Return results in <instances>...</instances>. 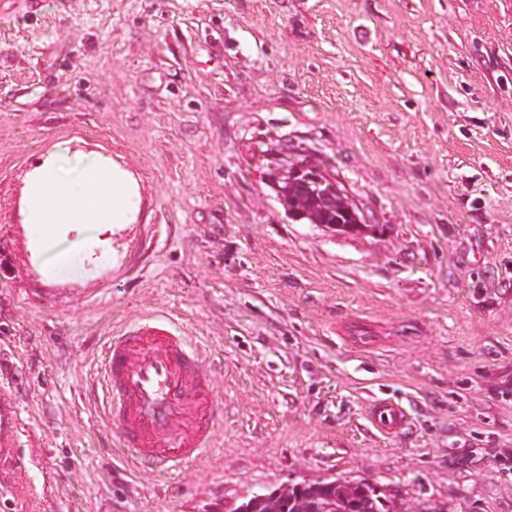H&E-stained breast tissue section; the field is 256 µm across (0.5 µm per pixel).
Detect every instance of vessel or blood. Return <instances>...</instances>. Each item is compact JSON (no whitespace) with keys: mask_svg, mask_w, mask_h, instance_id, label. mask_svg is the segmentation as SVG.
<instances>
[{"mask_svg":"<svg viewBox=\"0 0 512 512\" xmlns=\"http://www.w3.org/2000/svg\"><path fill=\"white\" fill-rule=\"evenodd\" d=\"M106 422L133 469L162 472L199 456L209 445L222 404L214 376L186 337L162 318H149L111 337L103 356ZM370 424L392 435L404 426L398 402L375 400ZM19 442L11 403L0 404V456L13 458Z\"/></svg>","mask_w":512,"mask_h":512,"instance_id":"obj_1","label":"vessel or blood"}]
</instances>
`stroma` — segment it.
I'll list each match as a JSON object with an SVG mask.
<instances>
[{
  "label": "stroma",
  "mask_w": 512,
  "mask_h": 512,
  "mask_svg": "<svg viewBox=\"0 0 512 512\" xmlns=\"http://www.w3.org/2000/svg\"><path fill=\"white\" fill-rule=\"evenodd\" d=\"M139 185L112 261L48 279L22 200L57 143ZM329 162L368 228L292 220ZM0 367L22 512H232L296 481L397 512H512V0H14L0 17ZM164 316L216 375L210 448L131 473L93 403L109 336ZM369 343L354 342L353 327ZM396 396L394 437L367 420Z\"/></svg>",
  "instance_id": "35a3bbf8"
}]
</instances>
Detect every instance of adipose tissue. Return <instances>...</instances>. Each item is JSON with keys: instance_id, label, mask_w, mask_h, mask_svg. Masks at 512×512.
I'll use <instances>...</instances> for the list:
<instances>
[{"instance_id": "1", "label": "adipose tissue", "mask_w": 512, "mask_h": 512, "mask_svg": "<svg viewBox=\"0 0 512 512\" xmlns=\"http://www.w3.org/2000/svg\"><path fill=\"white\" fill-rule=\"evenodd\" d=\"M69 160L68 145L58 144L29 175L24 189L28 233L43 248L51 277H82L88 272L85 260H107L114 228L131 223L139 207L127 171L85 156L75 173Z\"/></svg>"}]
</instances>
